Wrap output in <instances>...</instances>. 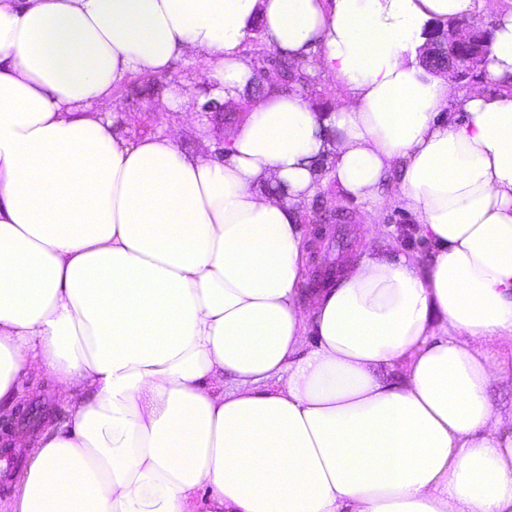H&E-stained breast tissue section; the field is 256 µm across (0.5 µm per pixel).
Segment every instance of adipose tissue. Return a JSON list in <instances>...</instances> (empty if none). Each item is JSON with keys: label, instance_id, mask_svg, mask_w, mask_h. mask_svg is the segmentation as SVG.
<instances>
[{"label": "adipose tissue", "instance_id": "ef3b65f1", "mask_svg": "<svg viewBox=\"0 0 512 512\" xmlns=\"http://www.w3.org/2000/svg\"><path fill=\"white\" fill-rule=\"evenodd\" d=\"M472 4L0 0V410L39 371L68 411L17 512H76L64 485L83 512H512V12L483 84L421 63ZM256 38L341 104L252 94ZM179 61L245 115L216 143L172 86L200 148L125 137L117 92ZM329 186L398 205L427 261L362 249L305 289Z\"/></svg>", "mask_w": 512, "mask_h": 512}]
</instances>
